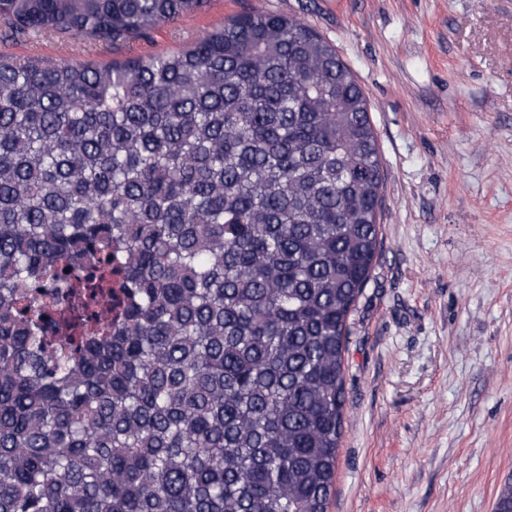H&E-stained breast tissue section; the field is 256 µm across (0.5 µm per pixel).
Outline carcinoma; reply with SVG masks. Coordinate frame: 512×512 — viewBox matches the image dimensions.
Wrapping results in <instances>:
<instances>
[{
	"mask_svg": "<svg viewBox=\"0 0 512 512\" xmlns=\"http://www.w3.org/2000/svg\"><path fill=\"white\" fill-rule=\"evenodd\" d=\"M205 4L0 17L115 42ZM382 182L362 88L295 18L0 59V512H328Z\"/></svg>",
	"mask_w": 512,
	"mask_h": 512,
	"instance_id": "obj_1",
	"label": "carcinoma"
}]
</instances>
